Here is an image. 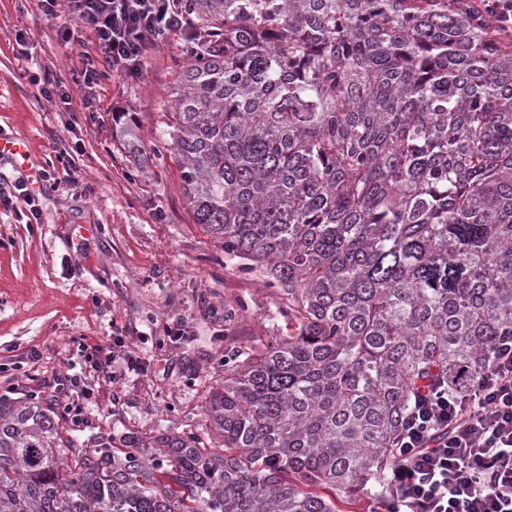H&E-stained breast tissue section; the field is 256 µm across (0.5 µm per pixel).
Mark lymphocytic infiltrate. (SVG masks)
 Segmentation results:
<instances>
[{"label":"lymphocytic infiltrate","mask_w":512,"mask_h":512,"mask_svg":"<svg viewBox=\"0 0 512 512\" xmlns=\"http://www.w3.org/2000/svg\"><path fill=\"white\" fill-rule=\"evenodd\" d=\"M184 0H68L57 34L68 45L95 38L75 83L98 85L100 63L136 78L171 35L194 36ZM374 512H512V331L460 394L415 393L383 475Z\"/></svg>","instance_id":"obj_1"}]
</instances>
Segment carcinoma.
<instances>
[{"mask_svg": "<svg viewBox=\"0 0 512 512\" xmlns=\"http://www.w3.org/2000/svg\"><path fill=\"white\" fill-rule=\"evenodd\" d=\"M161 145L286 336L232 354L193 436L77 447L0 398V512H336L414 393L462 391L512 328V39L468 0H187ZM115 114L140 164L137 135Z\"/></svg>", "mask_w": 512, "mask_h": 512, "instance_id": "obj_1", "label": "carcinoma"}]
</instances>
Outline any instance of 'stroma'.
Wrapping results in <instances>:
<instances>
[{
    "label": "stroma",
    "mask_w": 512,
    "mask_h": 512,
    "mask_svg": "<svg viewBox=\"0 0 512 512\" xmlns=\"http://www.w3.org/2000/svg\"><path fill=\"white\" fill-rule=\"evenodd\" d=\"M93 42L87 32L66 47L36 0H0V135L76 174L42 182L32 224L24 203H5L28 174L0 160V397L78 402L72 434L87 449L101 436L166 432L212 446L208 398L225 353L276 333V292L225 264L222 244L193 221L174 152L151 154L184 53L163 45L138 80L114 72L87 94L73 76ZM46 78L68 101L40 95ZM116 112L131 117L147 167L119 141ZM238 299L245 310L225 323V303ZM82 340L112 350L116 377L80 398L70 379L90 371Z\"/></svg>",
    "instance_id": "1"
}]
</instances>
